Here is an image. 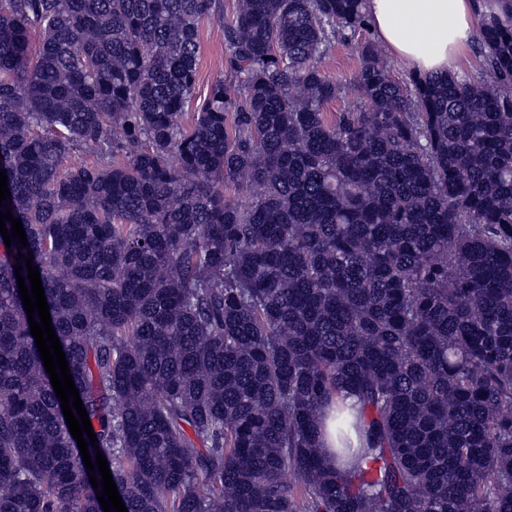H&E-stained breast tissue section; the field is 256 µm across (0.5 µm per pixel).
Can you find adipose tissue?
Listing matches in <instances>:
<instances>
[{
	"label": "adipose tissue",
	"mask_w": 512,
	"mask_h": 512,
	"mask_svg": "<svg viewBox=\"0 0 512 512\" xmlns=\"http://www.w3.org/2000/svg\"><path fill=\"white\" fill-rule=\"evenodd\" d=\"M366 14L387 51L422 75L454 69L477 30L474 0H366Z\"/></svg>",
	"instance_id": "ef3b65f1"
}]
</instances>
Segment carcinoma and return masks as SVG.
I'll list each match as a JSON object with an SVG mask.
<instances>
[{"label": "carcinoma", "mask_w": 512, "mask_h": 512, "mask_svg": "<svg viewBox=\"0 0 512 512\" xmlns=\"http://www.w3.org/2000/svg\"><path fill=\"white\" fill-rule=\"evenodd\" d=\"M364 2L238 0L187 125L222 0H0L28 240L0 236V512H104L20 252L128 512H512V0L474 37L489 81H399L369 43L331 121L322 65ZM345 390L365 448L332 469ZM218 18L207 17L199 24L200 57L195 82L194 106L189 109L187 119L191 122L192 113L197 112L209 95L212 84L216 79L227 74L225 65L224 43L219 34Z\"/></svg>", "instance_id": "obj_1"}]
</instances>
